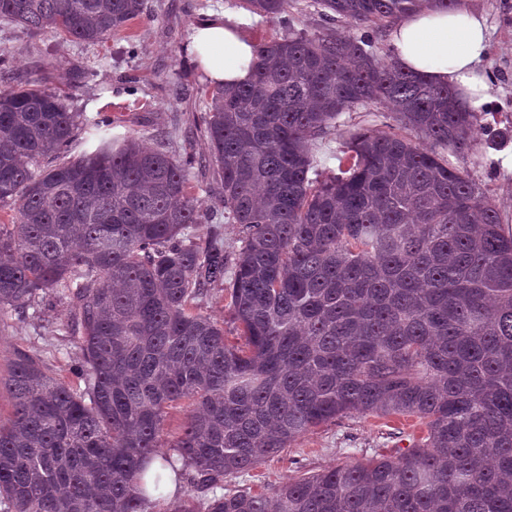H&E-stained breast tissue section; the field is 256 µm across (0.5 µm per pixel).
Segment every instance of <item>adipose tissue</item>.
Listing matches in <instances>:
<instances>
[{
	"label": "adipose tissue",
	"mask_w": 512,
	"mask_h": 512,
	"mask_svg": "<svg viewBox=\"0 0 512 512\" xmlns=\"http://www.w3.org/2000/svg\"><path fill=\"white\" fill-rule=\"evenodd\" d=\"M243 24V17L228 9L221 18L192 25L188 50L213 84L250 80L254 43ZM487 41L484 16L465 8L408 14L389 33L401 67L431 84L457 88L461 106L470 110L481 104L479 92L485 82L478 67Z\"/></svg>",
	"instance_id": "1"
}]
</instances>
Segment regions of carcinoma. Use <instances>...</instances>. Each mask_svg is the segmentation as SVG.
Masks as SVG:
<instances>
[{"instance_id":"carcinoma-1","label":"carcinoma","mask_w":512,"mask_h":512,"mask_svg":"<svg viewBox=\"0 0 512 512\" xmlns=\"http://www.w3.org/2000/svg\"><path fill=\"white\" fill-rule=\"evenodd\" d=\"M243 0L278 23L252 80L216 86L200 131L240 246H202L187 161L157 139L69 156L85 132L50 61L16 80L0 56V312L59 290L84 389L18 355L0 419V512H147L153 459L190 470L167 512H512V235L495 201L448 164L485 112L404 71L376 35L461 0ZM145 0H0L29 34L96 45ZM344 19L348 30L330 27ZM392 104L401 132L356 131L319 181L312 145L358 106ZM230 279H225L228 270ZM224 285L241 344L196 301ZM190 402L163 443L167 409ZM419 422L410 448L217 495L313 428L348 415Z\"/></svg>"}]
</instances>
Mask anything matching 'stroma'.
I'll return each instance as SVG.
<instances>
[{"instance_id": "stroma-1", "label": "stroma", "mask_w": 512, "mask_h": 512, "mask_svg": "<svg viewBox=\"0 0 512 512\" xmlns=\"http://www.w3.org/2000/svg\"><path fill=\"white\" fill-rule=\"evenodd\" d=\"M148 18L134 21L119 36L97 45L65 41L52 33L30 35L17 25L0 20V50L10 52L16 77H27L40 59L53 63L48 85L68 91L73 71L85 75L84 93L74 95L73 111L93 119H113L112 134L148 137L163 134L173 151L195 161L192 191L208 219L188 228L198 242L223 239L227 248L239 244L237 225L224 219V206L212 170L202 162L208 144L197 129L207 111L211 84L200 65L185 52L193 24L231 8L241 0H146ZM466 8L483 14L488 26V49L479 70L488 89L481 106L491 113V132L476 131L474 149L448 156L450 165L485 189L507 218L503 229L512 232V0H463ZM395 121L390 106L371 104L343 113L336 135L314 146L319 176L337 173L346 134L358 129L387 131ZM68 298L49 292L43 303L25 315H0V378H8L18 352L43 361L49 372L77 384L79 362L76 340L65 325ZM413 428L400 421L375 416H351L305 434L291 448L266 459L248 474L228 478L225 490L248 488L272 492L282 482L308 476L328 467L355 462L376 454H394L408 448Z\"/></svg>"}]
</instances>
